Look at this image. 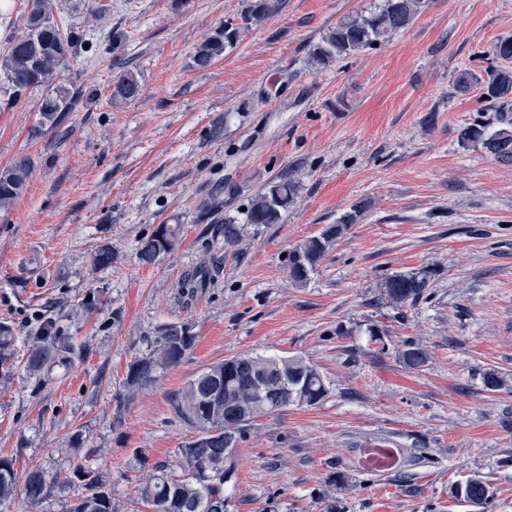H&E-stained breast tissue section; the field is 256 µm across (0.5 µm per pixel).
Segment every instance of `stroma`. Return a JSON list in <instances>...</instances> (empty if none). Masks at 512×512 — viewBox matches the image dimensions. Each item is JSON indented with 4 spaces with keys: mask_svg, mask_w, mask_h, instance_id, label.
Segmentation results:
<instances>
[{
    "mask_svg": "<svg viewBox=\"0 0 512 512\" xmlns=\"http://www.w3.org/2000/svg\"><path fill=\"white\" fill-rule=\"evenodd\" d=\"M250 3L54 0L58 25L83 42L64 73L81 101L43 128V89L16 99L0 85V169L20 154L34 165L0 211V321L19 353L43 312L85 348L0 385V455L62 471L81 433L120 512H135L147 469L133 449L165 461L192 436L174 393L240 354L298 356L328 393L245 433L229 512H469L449 489L476 473L489 512H512V165L458 139L484 107L495 42L512 35V0H429L389 42L328 67L310 63L323 35L380 0H278L196 69V48ZM126 67L141 92L113 100ZM277 175L299 183L295 206L225 245V217ZM358 202V223L293 281L288 253ZM165 222L181 227L176 249L141 265L139 241ZM105 243L117 260L92 270ZM202 260L220 264L217 280L178 299L181 273ZM418 269L434 273L429 298L381 301L385 277ZM90 296L93 312L76 316ZM172 322L191 327L194 349L127 396L128 364ZM410 343L429 354L413 371L399 358ZM492 370L508 387L486 389ZM375 445L398 449L399 467L364 471Z\"/></svg>",
    "mask_w": 512,
    "mask_h": 512,
    "instance_id": "1",
    "label": "stroma"
}]
</instances>
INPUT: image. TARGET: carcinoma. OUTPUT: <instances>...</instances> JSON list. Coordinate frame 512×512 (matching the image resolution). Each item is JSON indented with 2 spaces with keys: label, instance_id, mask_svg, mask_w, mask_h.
Returning <instances> with one entry per match:
<instances>
[{
  "label": "carcinoma",
  "instance_id": "obj_1",
  "mask_svg": "<svg viewBox=\"0 0 512 512\" xmlns=\"http://www.w3.org/2000/svg\"><path fill=\"white\" fill-rule=\"evenodd\" d=\"M275 3L277 0H252L242 16L243 23L228 21L199 45L193 56L195 67L211 66L226 49L236 44L249 25L266 19ZM424 7L425 0H383L375 11L328 30L314 51L311 63L326 67L372 48L376 42L386 43L414 21ZM80 46V39L56 25L51 0H27L25 31L0 57V79L19 97L28 89L46 90L39 106L42 127L57 125L60 113L72 111L78 100V91L63 83L62 77L69 58ZM493 56L499 64L486 70L487 79L483 84L486 110L494 114L493 120L475 119L461 129L459 138L464 145L481 144L496 161L508 165L512 164V36L497 40ZM140 91L138 75L127 70L113 83L112 99L133 100ZM31 168L30 157L20 156L0 169V209L10 208L22 196ZM296 193L297 186L292 180L272 179L244 212V223H281ZM363 210L364 205H353L336 223L294 247L289 256L291 278L296 282L306 280L336 239L358 223ZM179 231L177 224L158 225L151 235L139 241V263L154 265L170 253L176 246ZM114 260L112 246L104 243L91 256L90 264L97 271L111 267ZM218 273L216 265L196 264L186 269L177 288L188 293L207 288ZM433 276V271L427 269L393 274L381 284L382 297L395 306L425 299L430 295ZM16 340L14 328L0 322V379H9L19 361L28 375L36 376L48 367L67 366L79 357L77 346L62 334L52 316L40 317L35 331L28 337L22 358L16 356ZM196 341L197 336L185 324L163 325L156 347L128 365L124 381L127 395L133 397L155 384L162 372L180 364ZM401 356L403 364L412 370L427 362L426 352L411 344ZM276 363L282 365V370L269 374L265 385L278 388L286 382L294 394L267 406L256 393L258 369ZM327 393L328 387L320 371L296 357L246 353L202 369L170 398L173 413L194 436L177 450L173 459L156 463L149 473L139 477L137 500L150 512H228L231 497L224 494V486L237 471L239 456L237 448H227L224 423L234 425L233 443L237 444L256 419L294 405L314 406ZM75 481L85 486L87 494L66 504L64 512H119L112 499V480L82 458L70 460L63 472L33 467L20 473L15 459L0 456L1 507L20 493L31 508L37 509L50 500L57 489ZM455 496L481 512L492 497V491L481 476L474 475L456 487Z\"/></svg>",
  "mask_w": 512,
  "mask_h": 512
}]
</instances>
